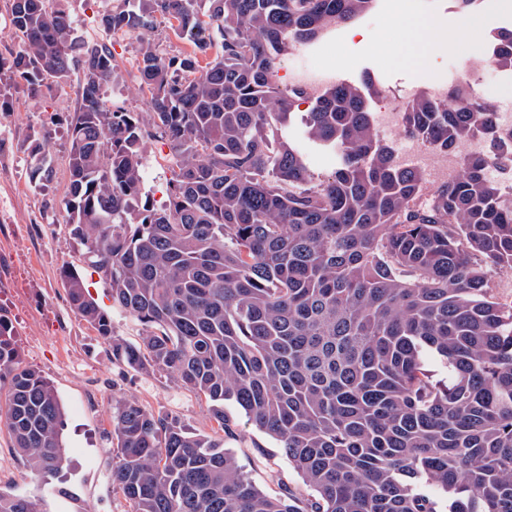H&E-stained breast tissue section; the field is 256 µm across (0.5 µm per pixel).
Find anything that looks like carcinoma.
Instances as JSON below:
<instances>
[{
	"instance_id": "carcinoma-1",
	"label": "carcinoma",
	"mask_w": 512,
	"mask_h": 512,
	"mask_svg": "<svg viewBox=\"0 0 512 512\" xmlns=\"http://www.w3.org/2000/svg\"><path fill=\"white\" fill-rule=\"evenodd\" d=\"M98 25L131 38L166 28L190 50L164 57L140 40L144 112L104 97L112 43L77 35L58 0H8L17 48L0 57L6 87L31 97L80 75L70 115L65 222L112 302L144 333L131 343L87 292L58 276L70 307L112 360L202 394L227 436L233 402L273 437L311 494H271L231 450L132 397L112 403V488L130 512H512V306L492 300L512 272V206L485 152L419 203L424 178L382 140L363 90L337 82L313 96L280 88V56L349 25L374 0H106ZM493 59L512 70V29ZM453 106L419 94L403 128L454 149L495 107L475 89ZM336 157L327 178L288 139ZM35 173L52 178L41 140ZM166 145V201L141 203L142 145ZM443 379H434V373ZM0 427L38 476L65 458L63 409L49 381L21 366L0 314ZM0 512H37L0 496Z\"/></svg>"
}]
</instances>
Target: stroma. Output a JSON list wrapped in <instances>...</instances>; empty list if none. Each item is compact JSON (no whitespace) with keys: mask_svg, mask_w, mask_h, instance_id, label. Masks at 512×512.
<instances>
[{"mask_svg":"<svg viewBox=\"0 0 512 512\" xmlns=\"http://www.w3.org/2000/svg\"><path fill=\"white\" fill-rule=\"evenodd\" d=\"M412 14L433 25L426 33L427 51L401 46L388 52L394 37L398 0L380 5L363 22L343 27V37L325 49H291L281 56L280 72L303 68L338 71L361 86L373 81L380 93H415L428 81L452 80L461 49H468L471 72L485 100L495 106L512 104V72L488 64L493 29L512 26V0H479L461 15L452 0H409ZM112 51L118 68L108 98L132 112L145 111L149 95L139 90L136 39L117 36ZM77 80L45 90L33 101L24 92L12 94L11 111L0 112V285L8 295L0 310L11 320L24 367L45 377L55 388L64 411L66 462L59 477L32 474L14 457L10 474L0 479V493L32 500L37 512H128L123 496L112 487V400L134 396L146 409L171 416L190 431L221 441L235 455L242 471L266 492L288 484L299 497L306 488L288 464L278 443L253 426L234 404L224 410L236 420L238 434L225 437L211 418L203 397L157 374L116 365L96 331L69 306L57 272L74 265L91 295L107 310L115 335L138 341L143 329L113 306L108 284L89 264L84 248L65 222L64 195L69 182L67 122L77 101ZM48 130V155L54 167L51 182L34 172L29 144L33 132ZM166 146H143L142 197L152 206L166 199L170 171Z\"/></svg>","mask_w":512,"mask_h":512,"instance_id":"35a3bbf8","label":"stroma"}]
</instances>
